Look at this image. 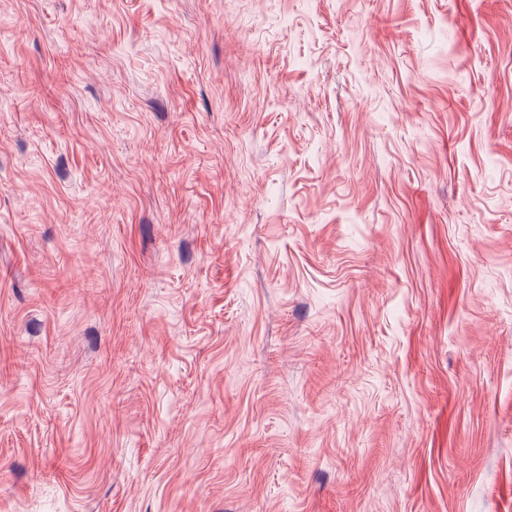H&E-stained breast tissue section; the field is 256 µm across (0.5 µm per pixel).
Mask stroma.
<instances>
[{"label":"stroma","mask_w":512,"mask_h":512,"mask_svg":"<svg viewBox=\"0 0 512 512\" xmlns=\"http://www.w3.org/2000/svg\"><path fill=\"white\" fill-rule=\"evenodd\" d=\"M0 512H512V0H0Z\"/></svg>","instance_id":"obj_1"}]
</instances>
